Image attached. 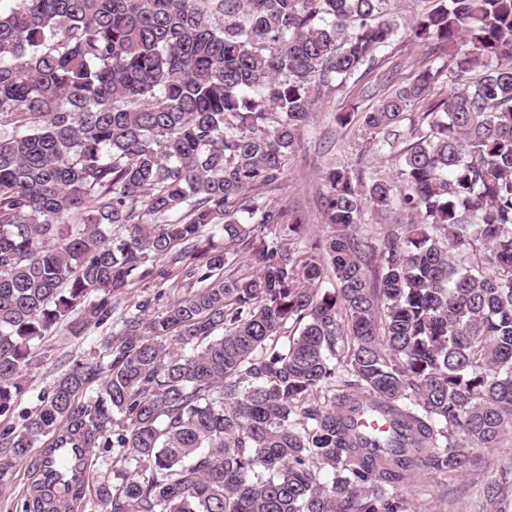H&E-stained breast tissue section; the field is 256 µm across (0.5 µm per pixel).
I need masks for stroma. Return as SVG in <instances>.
<instances>
[{"label":"stroma","mask_w":512,"mask_h":512,"mask_svg":"<svg viewBox=\"0 0 512 512\" xmlns=\"http://www.w3.org/2000/svg\"><path fill=\"white\" fill-rule=\"evenodd\" d=\"M428 62L427 47L414 42L408 33H400L370 70L320 99L312 123L302 135L300 147L288 158L281 180L262 191L265 198L286 211L290 222L300 224L295 237L297 244L324 239L332 233L321 208L326 191L321 175L325 170L336 167L359 172L367 182L394 175L398 154L410 143L413 127L421 124L426 103L419 102L412 107L406 119L396 126L398 137L393 147L383 150L377 147L378 134L362 126L361 115L374 108L390 86L407 82ZM162 266L169 273L167 279L148 278L123 290L119 296L118 316L135 314L144 303L154 310L163 309L191 290L181 264L166 260ZM100 336V330L94 328L73 336L62 326L54 335L46 337L32 354L24 373V390L7 415L9 422L21 424L23 415L39 406L43 392L73 365L108 361ZM477 455L483 463L481 470L455 477L432 471L418 475L413 483L403 487L402 493L415 504V512H475L469 487L484 478H498L500 466L512 462V437H504L501 447L478 450ZM117 457V449H94L85 512H106L105 505L96 497L95 488L102 482L115 483L113 467Z\"/></svg>","instance_id":"1"}]
</instances>
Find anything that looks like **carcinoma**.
<instances>
[{
    "mask_svg": "<svg viewBox=\"0 0 512 512\" xmlns=\"http://www.w3.org/2000/svg\"><path fill=\"white\" fill-rule=\"evenodd\" d=\"M6 2L0 415L35 346L113 325L112 296L154 276L148 261L190 258L197 285L121 319L106 364L0 426V481L46 441L22 512H82L95 448L121 449L120 483L96 490L110 512H413L399 487L469 474L473 449L512 434V0H438L409 21L447 62L363 126L390 134L446 72L462 88L366 194L325 173L336 232L303 250L255 191L281 179L318 99L399 34L392 0ZM367 207L387 221L376 252ZM219 223L222 248L204 241ZM359 412L388 428H355ZM511 474L483 484L480 512H505Z\"/></svg>",
    "mask_w": 512,
    "mask_h": 512,
    "instance_id": "obj_1",
    "label": "carcinoma"
}]
</instances>
